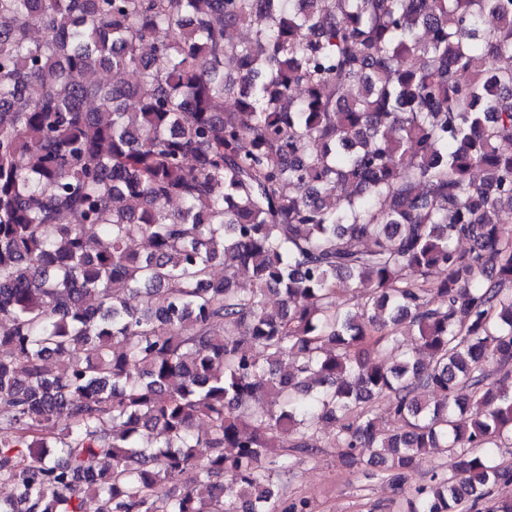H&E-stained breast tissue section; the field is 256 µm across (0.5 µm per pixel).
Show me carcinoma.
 <instances>
[{
    "mask_svg": "<svg viewBox=\"0 0 512 512\" xmlns=\"http://www.w3.org/2000/svg\"><path fill=\"white\" fill-rule=\"evenodd\" d=\"M503 213L512 0H0V512H512ZM330 439L318 435L319 451H290V473L276 476L288 498L305 497L313 512H404L399 498L377 477L341 458Z\"/></svg>",
    "mask_w": 512,
    "mask_h": 512,
    "instance_id": "carcinoma-1",
    "label": "carcinoma"
}]
</instances>
